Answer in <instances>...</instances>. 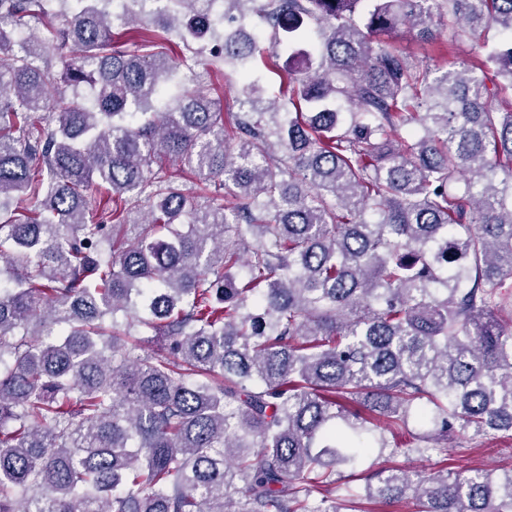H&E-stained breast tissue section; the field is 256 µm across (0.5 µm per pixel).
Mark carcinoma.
I'll list each match as a JSON object with an SVG mask.
<instances>
[{
	"label": "carcinoma",
	"instance_id": "1",
	"mask_svg": "<svg viewBox=\"0 0 512 512\" xmlns=\"http://www.w3.org/2000/svg\"><path fill=\"white\" fill-rule=\"evenodd\" d=\"M74 2L0 0V512H512V467L380 463L512 440V0H164L139 53L146 0ZM444 11L440 77L380 39ZM216 61L230 125L175 83Z\"/></svg>",
	"mask_w": 512,
	"mask_h": 512
}]
</instances>
